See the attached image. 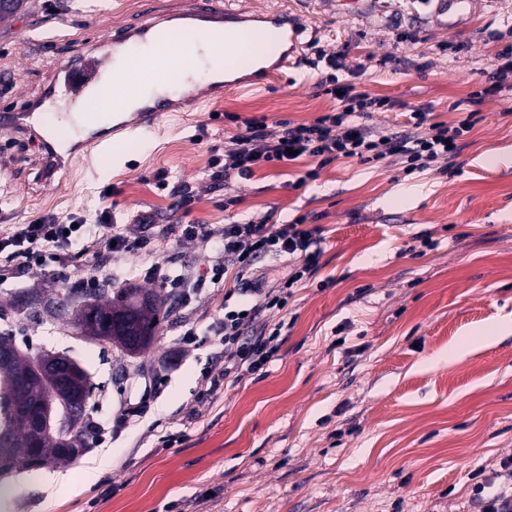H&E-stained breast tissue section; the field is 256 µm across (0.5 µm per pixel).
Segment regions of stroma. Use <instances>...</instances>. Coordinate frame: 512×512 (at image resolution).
<instances>
[{
  "label": "stroma",
  "mask_w": 512,
  "mask_h": 512,
  "mask_svg": "<svg viewBox=\"0 0 512 512\" xmlns=\"http://www.w3.org/2000/svg\"><path fill=\"white\" fill-rule=\"evenodd\" d=\"M190 0H27L0 22V70L15 90L0 104L34 99L65 61L63 37L95 45L113 27ZM251 14L286 10L304 31L299 57L280 80L223 96L198 88L183 111L152 128L91 148L40 180L30 141L0 146V238L50 214L99 223L109 214L131 237L156 224H229L275 212L319 228V270L294 285L287 306L259 324L285 322L275 361L209 395L224 294L234 271L161 319L151 346L131 355L88 340L71 317L47 316L46 300L92 293L72 287L78 267L50 277L29 269L0 284V333L24 352L80 362L91 396L86 436L99 447L47 467L0 478V512H478L472 476L492 477L512 459V102L486 94L498 51L512 46V0H477L463 28L440 26L421 0H223ZM336 56L342 83L395 100L371 113L381 132L407 129L411 110L453 123L477 110L454 162L406 173L400 158L364 164L313 158L252 176L225 174L239 124L264 119L270 134L289 120L310 123L334 101L318 83ZM477 103H470L471 94ZM431 238L433 248L423 247ZM151 255L105 251L108 295L133 284L177 296L152 264L171 274L222 266L212 242L156 240ZM494 339L463 360L436 355L485 326ZM194 329L196 343L183 333ZM145 402L136 422L123 410ZM177 438L172 446L163 435Z\"/></svg>",
  "instance_id": "1"
}]
</instances>
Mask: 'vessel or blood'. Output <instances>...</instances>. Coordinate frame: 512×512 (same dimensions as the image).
Returning a JSON list of instances; mask_svg holds the SVG:
<instances>
[{
    "label": "vessel or blood",
    "instance_id": "1",
    "mask_svg": "<svg viewBox=\"0 0 512 512\" xmlns=\"http://www.w3.org/2000/svg\"><path fill=\"white\" fill-rule=\"evenodd\" d=\"M474 0H440V10L444 24L457 28L464 15L469 13ZM263 24L253 33L255 47H263L267 31H274L284 45L285 50L279 59L269 67L259 68L262 81H269L281 69L287 67L291 50L297 49L301 31L292 15L285 10L271 11L262 17ZM246 15L223 9L218 0H193L191 7L180 12L154 10L136 23L113 30L105 43L109 52L94 54L80 52L69 57L68 61L56 68L41 94L25 109L9 105L0 107V132L12 136H22L37 142L42 152V166L45 177L44 186H52L54 174L66 159L56 142L46 136V122L40 108L52 101L58 85H65L70 104H82V111L70 115L73 130L71 151H78L87 144H101L111 139L113 133L133 129L139 126L156 125L165 115L176 111L178 101L166 95H153L144 99L133 115H126L124 105L133 98L134 90L126 89L113 95L112 110L106 117L85 111V104L103 96L104 91L98 86L102 70L115 57L123 56L141 47L152 48L153 54L148 59L149 75L157 82H167L176 78L180 72L173 55V35L176 32L195 31L210 34L213 25H220L223 35L218 44L224 52L225 67H232L240 54L239 35L247 23Z\"/></svg>",
    "mask_w": 512,
    "mask_h": 512
}]
</instances>
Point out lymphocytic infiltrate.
<instances>
[{
    "instance_id": "obj_1",
    "label": "lymphocytic infiltrate",
    "mask_w": 512,
    "mask_h": 512,
    "mask_svg": "<svg viewBox=\"0 0 512 512\" xmlns=\"http://www.w3.org/2000/svg\"><path fill=\"white\" fill-rule=\"evenodd\" d=\"M327 95L336 97L338 105L313 123L282 122L279 134L269 135L263 120H244V133L229 151L225 172L252 175L255 168L268 164H285L293 156H307L326 167L339 158H355L369 163L389 157H401L407 171H425L441 158L454 159L460 150L459 141L475 124L474 113H467L459 123L447 125L430 122L427 112L411 111V134H379L362 125V117L379 110L393 108L386 97H374L355 91L340 83L336 75L322 78ZM185 238L201 237L220 243L224 258L235 269L239 299L224 308V334L219 342L224 359L221 378L213 379L212 391L222 385L245 378L259 379L279 351L278 339L284 328L275 323L268 328L253 329L252 323L264 310L284 309L289 290L302 279L313 277L318 267L319 228L305 227L303 219L282 224L273 214L260 221L240 224H185ZM149 238L133 239L114 224H88L72 218L63 225L57 218L45 215L30 224H19L0 238V281L13 278L16 271L39 267L45 272L67 269L73 259L87 265L85 277L76 280L79 288H94L100 247L114 245L116 250L138 252L149 245ZM273 255L288 264L289 273L275 282H268L257 262ZM480 512H512V459L502 462L495 478L485 479L476 487Z\"/></svg>"
}]
</instances>
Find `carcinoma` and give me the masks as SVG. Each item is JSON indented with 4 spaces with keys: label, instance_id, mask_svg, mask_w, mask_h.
<instances>
[{
    "label": "carcinoma",
    "instance_id": "1",
    "mask_svg": "<svg viewBox=\"0 0 512 512\" xmlns=\"http://www.w3.org/2000/svg\"><path fill=\"white\" fill-rule=\"evenodd\" d=\"M163 305L164 300L158 295L131 285L110 299H97L87 304L95 317L85 334L103 339L110 320L113 322L112 341L130 353H139L152 344ZM31 358L32 355L25 354L10 363L0 362V447L11 449L15 468L33 467V458L40 454L50 456L56 463L73 459L67 447L59 442L38 438L18 417V410L32 411L44 400L63 407L72 404L74 399L76 409L81 412L90 395L89 376L84 369L81 370L83 385L79 388H70L54 379L42 384L27 383Z\"/></svg>",
    "mask_w": 512,
    "mask_h": 512
}]
</instances>
